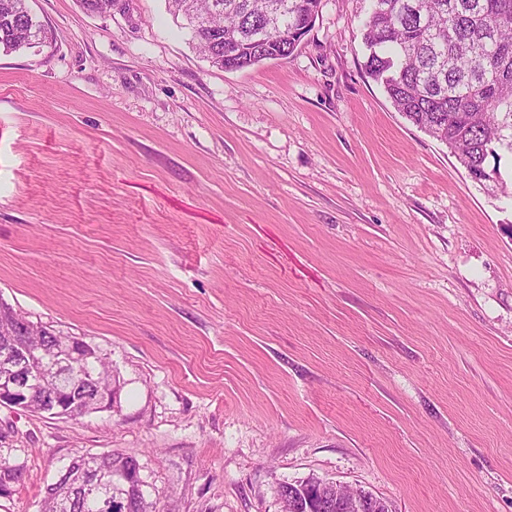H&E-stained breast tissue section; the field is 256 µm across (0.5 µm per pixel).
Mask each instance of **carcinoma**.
<instances>
[{
    "label": "carcinoma",
    "instance_id": "carcinoma-1",
    "mask_svg": "<svg viewBox=\"0 0 512 512\" xmlns=\"http://www.w3.org/2000/svg\"><path fill=\"white\" fill-rule=\"evenodd\" d=\"M363 40L366 74L379 84L409 122L446 144L483 183L500 179L501 153L512 155V0H367ZM320 0H168L182 16L191 40L212 65L243 70L271 57L291 56L309 32ZM42 24L26 0H0V48L17 51L46 43ZM66 336L37 331L26 337L38 350ZM86 377L74 391L61 377L59 392L76 414L112 382L102 361H83ZM99 468L112 471V499L119 512H155L133 478L137 461L102 454ZM24 467L0 466V496L11 493ZM41 512H105L68 481L46 487Z\"/></svg>",
    "mask_w": 512,
    "mask_h": 512
}]
</instances>
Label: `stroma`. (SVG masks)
Instances as JSON below:
<instances>
[{
	"mask_svg": "<svg viewBox=\"0 0 512 512\" xmlns=\"http://www.w3.org/2000/svg\"><path fill=\"white\" fill-rule=\"evenodd\" d=\"M0 50V302L120 383L75 420L0 405L39 512L74 451L158 512H281V483L392 512H512V159L473 180L364 68L365 0L227 71L167 0H28ZM29 15L26 0H0V48L8 52L46 43L45 28ZM376 499V496L362 490L344 493L343 488L335 483L332 493L326 497L327 501H324L323 497L321 506L325 510H336V512H375L371 510L376 507Z\"/></svg>",
	"mask_w": 512,
	"mask_h": 512,
	"instance_id": "obj_1",
	"label": "stroma"
}]
</instances>
